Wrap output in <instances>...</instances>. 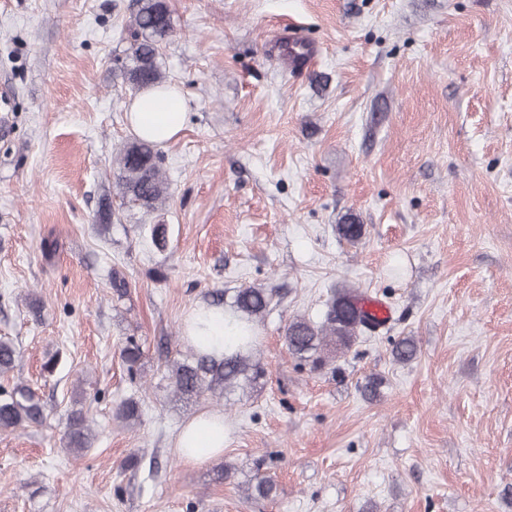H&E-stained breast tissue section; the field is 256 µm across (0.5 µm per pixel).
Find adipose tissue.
Instances as JSON below:
<instances>
[{
  "mask_svg": "<svg viewBox=\"0 0 512 512\" xmlns=\"http://www.w3.org/2000/svg\"><path fill=\"white\" fill-rule=\"evenodd\" d=\"M186 117L184 97L178 89L165 92L156 88L142 90L128 114L132 131L147 140L163 145L182 130ZM184 334L196 348L223 354L229 330L220 307H202L195 311ZM181 456L197 463L221 455L224 451V417L206 411L193 417L177 439Z\"/></svg>",
  "mask_w": 512,
  "mask_h": 512,
  "instance_id": "1",
  "label": "adipose tissue"
}]
</instances>
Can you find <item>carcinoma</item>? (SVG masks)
<instances>
[{"label": "carcinoma", "mask_w": 512, "mask_h": 512, "mask_svg": "<svg viewBox=\"0 0 512 512\" xmlns=\"http://www.w3.org/2000/svg\"><path fill=\"white\" fill-rule=\"evenodd\" d=\"M174 20L167 0H139L138 10L129 28L128 62L119 67L123 84L137 92L149 87L168 88L167 76L160 62V46L174 33ZM163 155L155 144L137 138L126 142L112 157V173L115 179L120 207L156 211L170 196L169 184L161 173ZM337 234L349 243L362 236V225L349 219L336 226ZM215 306H224V313L235 321L241 331L233 349L218 358L187 346L188 354L173 359L165 365V378L177 401H197L210 395L224 401V407L234 405L233 396L253 389L266 374V368L256 357V337L249 335V325L263 316L271 305L274 293L266 288L246 286L234 291L229 301L224 293H215ZM362 295L349 288L337 290L321 320L311 322L295 318L285 332L288 352L300 361L310 364L311 369L325 367L333 354L351 348L358 335L374 326L370 317L361 312L358 304ZM417 346L410 337L393 342L392 356L397 362L413 360ZM120 359L126 367L128 378L134 382L141 374L143 345L134 336H128L120 348ZM21 358L20 349L8 339H0V378L14 370ZM45 421L44 406L35 391L19 381L0 384V431L20 425L40 426ZM66 444L77 451L92 447V428L87 412L70 409L66 417ZM251 494L262 498L276 495V485L270 478L255 473L246 482Z\"/></svg>", "instance_id": "1"}]
</instances>
